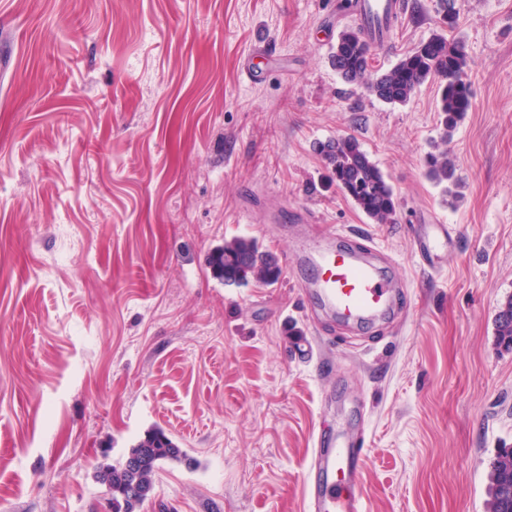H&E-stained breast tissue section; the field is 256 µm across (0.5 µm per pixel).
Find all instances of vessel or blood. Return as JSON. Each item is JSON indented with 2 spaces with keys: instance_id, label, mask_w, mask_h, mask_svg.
I'll return each instance as SVG.
<instances>
[{
  "instance_id": "obj_1",
  "label": "vessel or blood",
  "mask_w": 512,
  "mask_h": 512,
  "mask_svg": "<svg viewBox=\"0 0 512 512\" xmlns=\"http://www.w3.org/2000/svg\"><path fill=\"white\" fill-rule=\"evenodd\" d=\"M399 10L400 0H360L358 20L376 48L387 47ZM454 241V231L448 225H426L415 240L420 263L435 269L439 255ZM379 254L377 246L356 247L345 240L311 253L308 285L319 304L354 327L392 315L399 283L388 276V265L379 261ZM362 448V441L348 433L317 437L311 465V512H364Z\"/></svg>"
}]
</instances>
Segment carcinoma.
<instances>
[{"label":"carcinoma","instance_id":"carcinoma-1","mask_svg":"<svg viewBox=\"0 0 512 512\" xmlns=\"http://www.w3.org/2000/svg\"><path fill=\"white\" fill-rule=\"evenodd\" d=\"M330 62L348 85L363 87L376 99L391 106H404L428 79L439 81L437 111L441 140L448 142L471 107L469 85L464 76L465 60L459 46L435 34L403 55L391 68L374 69L373 53L364 29L347 25L332 46ZM330 179L373 224H392L397 198L382 170L360 141L341 136L317 145ZM428 177L448 194L457 186L455 166L446 150L425 157ZM213 276L226 285L250 278L274 282L281 275L276 259L259 249L251 239L236 238L213 249L207 257ZM499 343L512 348V297L506 299L495 319ZM186 454L162 429L148 431L116 465L98 467L96 478L111 496L114 512H136L151 498L154 477L163 461H182ZM486 494L489 512H512V448H501L490 463Z\"/></svg>","mask_w":512,"mask_h":512}]
</instances>
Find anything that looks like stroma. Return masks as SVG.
<instances>
[{"label":"stroma","instance_id":"stroma-1","mask_svg":"<svg viewBox=\"0 0 512 512\" xmlns=\"http://www.w3.org/2000/svg\"><path fill=\"white\" fill-rule=\"evenodd\" d=\"M343 0H0V512H111L95 478L163 428L138 512H310L318 434L365 439L364 512H486L512 447V0H404L392 67L436 32L460 46L471 109L441 143L437 87L391 106L330 63ZM265 74L251 82L244 71ZM352 135L399 207L374 224L326 179ZM446 147L456 195L427 178ZM311 224H268L279 211ZM455 228L438 268L418 221ZM367 239L402 280L397 317L341 324L305 266L228 286L209 252L282 255ZM313 343L312 355L295 346ZM495 331L499 343L512 348V297L506 299L495 319Z\"/></svg>","mask_w":512,"mask_h":512}]
</instances>
